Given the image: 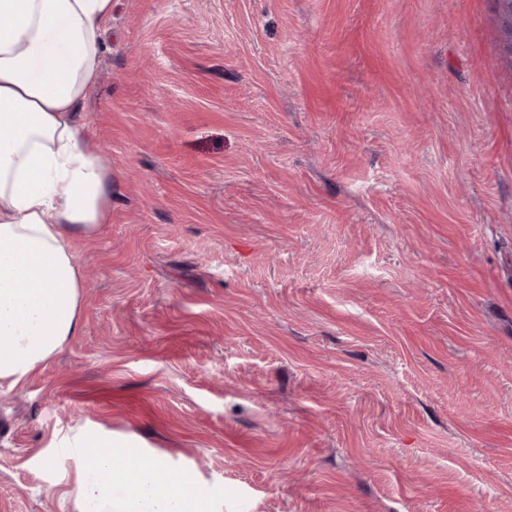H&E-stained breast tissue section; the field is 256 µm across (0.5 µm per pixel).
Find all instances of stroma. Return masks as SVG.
I'll list each match as a JSON object with an SVG mask.
<instances>
[{"mask_svg": "<svg viewBox=\"0 0 512 512\" xmlns=\"http://www.w3.org/2000/svg\"><path fill=\"white\" fill-rule=\"evenodd\" d=\"M82 331L0 387V512L112 434L216 512H512V62L495 0H113Z\"/></svg>", "mask_w": 512, "mask_h": 512, "instance_id": "stroma-1", "label": "stroma"}]
</instances>
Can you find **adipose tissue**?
I'll list each match as a JSON object with an SVG mask.
<instances>
[{"label": "adipose tissue", "instance_id": "obj_1", "mask_svg": "<svg viewBox=\"0 0 512 512\" xmlns=\"http://www.w3.org/2000/svg\"><path fill=\"white\" fill-rule=\"evenodd\" d=\"M112 0H0V384L14 387L82 329L72 241L112 210V168L78 113ZM82 512H213L160 458L75 438ZM121 496H114V489Z\"/></svg>", "mask_w": 512, "mask_h": 512}]
</instances>
